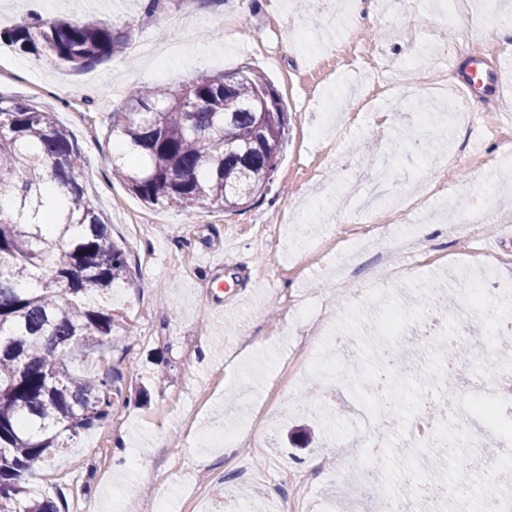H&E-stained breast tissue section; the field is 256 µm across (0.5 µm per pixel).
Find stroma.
<instances>
[{"instance_id": "1", "label": "stroma", "mask_w": 512, "mask_h": 512, "mask_svg": "<svg viewBox=\"0 0 512 512\" xmlns=\"http://www.w3.org/2000/svg\"><path fill=\"white\" fill-rule=\"evenodd\" d=\"M47 13L102 20L129 43L177 46L172 64L155 68L145 58L121 55L61 70L46 57L0 45V95L54 112L86 158L80 180L112 224V238L131 266L105 303L122 314L129 333L111 341L112 367L123 389L112 414L50 463L26 478L33 493L80 512L83 503L131 500L134 512H263L288 486L285 472L317 479L308 512H377L376 494L358 488L364 460H383L397 424L380 425V444L363 447L354 427L366 408L352 395L347 359L372 302L355 304V291L391 293L407 307L430 287L457 296L473 318L448 316L438 335L406 336L419 355L405 377L426 371L425 401L467 390L487 397L512 379V342H498L504 312H512V236L473 246L448 220V208L474 195L491 203L498 224L512 218V154L480 122H457L440 113L436 128L419 126L420 102L432 100V72L449 84L460 68L448 58L471 57L472 44L497 28L512 46V0H467L441 21L429 0L372 5L373 20L359 24L373 39L392 84L375 110L361 109L366 76L336 44L353 22L346 0H162L146 12L143 0H44ZM261 35L263 48L251 43ZM247 66L265 75L288 112L278 168L264 195L245 209L214 207L182 212L143 204L113 180L112 110L127 91L146 84L176 85L203 73ZM426 143L424 154H392L395 136ZM498 157L488 178L465 175L449 164L457 153ZM387 176L385 207L403 197L413 204L410 224L435 225L413 252L393 250L377 265L355 249V214L347 207L380 176ZM344 232V246L323 264L308 253L322 238ZM340 336L355 337L349 348ZM495 338L475 372L448 382L441 362L452 343ZM166 383L138 390L155 373ZM240 430L235 447L213 444V427ZM406 459L418 439L397 438ZM125 448L135 464H119Z\"/></svg>"}]
</instances>
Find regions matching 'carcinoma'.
<instances>
[{
	"label": "carcinoma",
	"mask_w": 512,
	"mask_h": 512,
	"mask_svg": "<svg viewBox=\"0 0 512 512\" xmlns=\"http://www.w3.org/2000/svg\"><path fill=\"white\" fill-rule=\"evenodd\" d=\"M21 54L80 68L121 55L126 36L101 21L31 16L0 31ZM287 111L247 66L198 74L179 86H141L112 112L124 146L112 176L140 200L190 212L224 211L263 195L283 151ZM85 157L54 113L0 96V512H61L25 477L122 396L111 366L80 372L77 356L109 360L124 317L90 298L128 277L125 252L79 180ZM57 183L54 198L42 185ZM448 297L419 295L448 312Z\"/></svg>",
	"instance_id": "1"
}]
</instances>
